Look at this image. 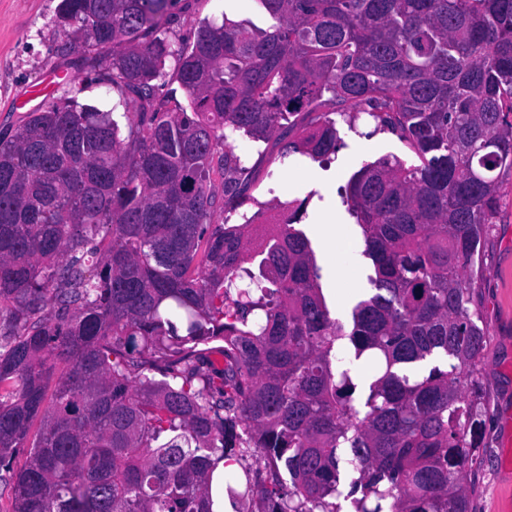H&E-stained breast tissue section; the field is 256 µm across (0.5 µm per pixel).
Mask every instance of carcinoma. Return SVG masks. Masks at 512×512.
<instances>
[{
  "label": "carcinoma",
  "instance_id": "cac0c4a2",
  "mask_svg": "<svg viewBox=\"0 0 512 512\" xmlns=\"http://www.w3.org/2000/svg\"><path fill=\"white\" fill-rule=\"evenodd\" d=\"M257 2L268 29L203 21L177 46L169 0L59 4V31L112 58L102 81L138 111L124 127L70 99L0 134L12 512H213L221 461L256 512H471L489 343L476 267L512 171V0ZM169 56L187 111L157 100ZM326 93L417 158L368 162L345 188L375 270L349 330L295 228L305 204L263 235L212 222L251 200L231 134L288 139L282 161L336 153ZM362 358L378 372L359 392Z\"/></svg>",
  "mask_w": 512,
  "mask_h": 512
}]
</instances>
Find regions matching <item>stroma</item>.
<instances>
[{
  "mask_svg": "<svg viewBox=\"0 0 512 512\" xmlns=\"http://www.w3.org/2000/svg\"><path fill=\"white\" fill-rule=\"evenodd\" d=\"M60 0H0V134L13 132L29 113L74 98L108 110L118 105V90L99 80L105 58L83 44L65 45L54 19ZM169 36L173 42L192 41L202 20L234 21L268 28L270 19L255 0H171ZM340 147L330 164L294 153L276 163L277 138L255 139L242 133L228 144L246 165L257 170L252 199L240 211L216 213L214 223H242L258 209L302 201L306 213L300 224L311 232L322 212L331 211L347 233L335 247L312 240L318 265L336 261L351 282L352 301L370 292L373 273L364 256L363 236L340 194L351 176L367 161L395 155L415 163V155L398 136L379 127L366 113L348 109L337 117ZM503 198L496 222L486 238L481 266V321L489 344L482 362L481 381L488 405L482 417L481 465L474 472L478 491L473 512H512V173L502 179Z\"/></svg>",
  "mask_w": 512,
  "mask_h": 512,
  "instance_id": "stroma-1",
  "label": "stroma"
}]
</instances>
